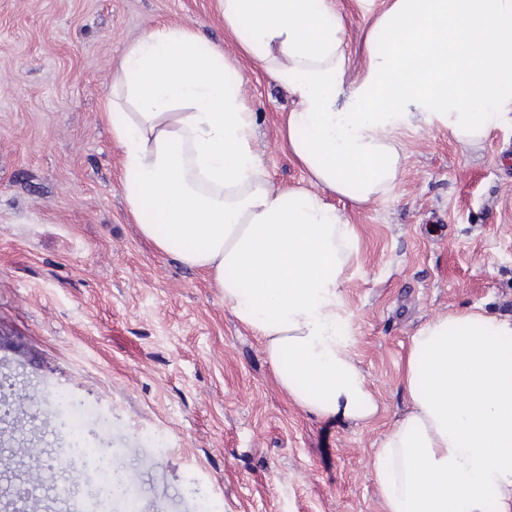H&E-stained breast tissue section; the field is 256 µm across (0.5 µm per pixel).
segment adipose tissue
I'll use <instances>...</instances> for the list:
<instances>
[{
    "instance_id": "1",
    "label": "adipose tissue",
    "mask_w": 512,
    "mask_h": 512,
    "mask_svg": "<svg viewBox=\"0 0 512 512\" xmlns=\"http://www.w3.org/2000/svg\"><path fill=\"white\" fill-rule=\"evenodd\" d=\"M222 46L178 26L121 50L104 105L140 234L220 288L280 387L321 418H373L340 288L358 236L333 197L390 194L400 134L470 150L512 124V0H387L354 69L335 0H217ZM288 99L280 135L308 188L275 186L254 144L239 58ZM406 414L373 473L384 512H512V315L437 316L412 336Z\"/></svg>"
}]
</instances>
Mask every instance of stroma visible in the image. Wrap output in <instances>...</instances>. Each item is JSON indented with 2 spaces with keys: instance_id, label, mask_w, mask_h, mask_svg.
<instances>
[{
  "instance_id": "obj_1",
  "label": "stroma",
  "mask_w": 512,
  "mask_h": 512,
  "mask_svg": "<svg viewBox=\"0 0 512 512\" xmlns=\"http://www.w3.org/2000/svg\"><path fill=\"white\" fill-rule=\"evenodd\" d=\"M354 68L383 0H337ZM181 25L222 44L216 0H0V490L52 465L72 437L118 452L139 512H383L372 461L409 408L410 338L481 305L512 315V128L473 152L447 129L404 132L395 193L347 211L359 261L341 294L350 353L378 400L370 420L324 419L278 385L216 285L142 238L126 212L121 150L100 116L122 47ZM256 147L272 181L302 187L283 147L288 103L242 62ZM83 410L60 424L55 397ZM112 412L98 423L97 409Z\"/></svg>"
}]
</instances>
